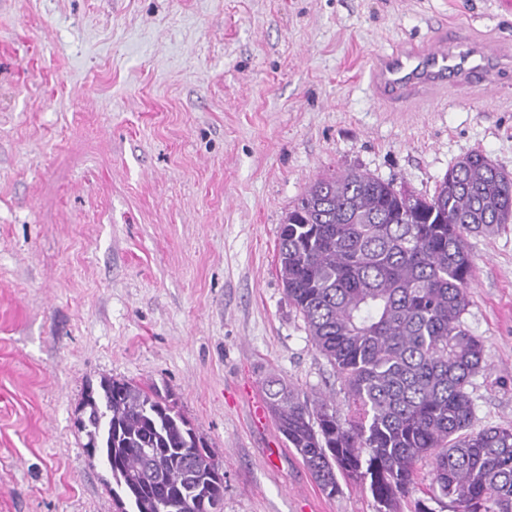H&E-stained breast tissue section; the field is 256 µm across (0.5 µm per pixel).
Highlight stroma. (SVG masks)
I'll return each instance as SVG.
<instances>
[{
	"label": "stroma",
	"instance_id": "1",
	"mask_svg": "<svg viewBox=\"0 0 512 512\" xmlns=\"http://www.w3.org/2000/svg\"><path fill=\"white\" fill-rule=\"evenodd\" d=\"M442 25L512 49L507 0H0V512H119L74 425L104 377L171 390L221 512H377L255 414L271 373L348 403L276 245L323 176L430 195L475 151L512 175V70L410 112L368 88ZM466 242L476 432L512 425V222Z\"/></svg>",
	"mask_w": 512,
	"mask_h": 512
}]
</instances>
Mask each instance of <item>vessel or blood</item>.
I'll return each mask as SVG.
<instances>
[{
  "mask_svg": "<svg viewBox=\"0 0 512 512\" xmlns=\"http://www.w3.org/2000/svg\"><path fill=\"white\" fill-rule=\"evenodd\" d=\"M511 68L512 56L499 60L493 45L440 30L429 42L403 41L377 52L367 74L378 102L407 110L420 99L465 84L492 89L501 73Z\"/></svg>",
  "mask_w": 512,
  "mask_h": 512,
  "instance_id": "b4317fda",
  "label": "vessel or blood"
}]
</instances>
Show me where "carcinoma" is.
Wrapping results in <instances>:
<instances>
[{
    "instance_id": "cac0c4a2",
    "label": "carcinoma",
    "mask_w": 512,
    "mask_h": 512,
    "mask_svg": "<svg viewBox=\"0 0 512 512\" xmlns=\"http://www.w3.org/2000/svg\"><path fill=\"white\" fill-rule=\"evenodd\" d=\"M512 220V177L479 152L419 195L367 172L320 178L279 227V273L315 348L348 394L340 416L274 376L266 404L321 489L369 482L395 512L432 461V499L452 512H512V426L470 431L484 346L462 320L466 234ZM83 448L111 461L120 512H205L224 499L214 456L170 394L124 379L87 385Z\"/></svg>"
}]
</instances>
